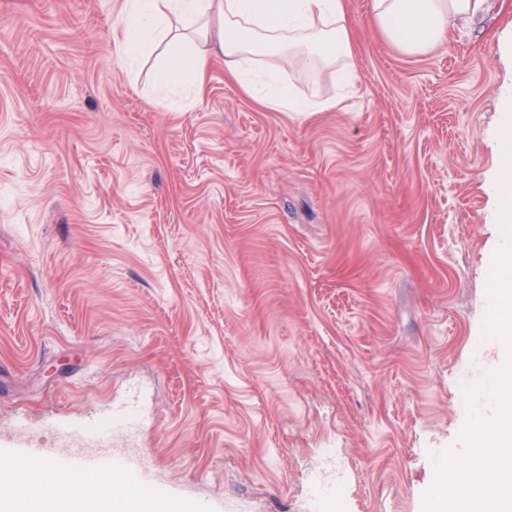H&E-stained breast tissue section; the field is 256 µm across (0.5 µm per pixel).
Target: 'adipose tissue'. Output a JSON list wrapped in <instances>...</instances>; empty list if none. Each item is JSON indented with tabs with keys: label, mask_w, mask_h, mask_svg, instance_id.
<instances>
[{
	"label": "adipose tissue",
	"mask_w": 512,
	"mask_h": 512,
	"mask_svg": "<svg viewBox=\"0 0 512 512\" xmlns=\"http://www.w3.org/2000/svg\"><path fill=\"white\" fill-rule=\"evenodd\" d=\"M483 0H372L373 19L399 51L423 56L445 46L450 29L480 11ZM164 41L170 58L155 81L162 88L191 81L203 90L212 59L246 83L252 56L263 58L265 104L274 110L321 112L330 99H302L281 80L283 70L332 65L353 54L346 0H124L119 42L127 61ZM28 469L53 499L16 491L12 465L0 466V501L8 512H151L148 498L122 500L90 476L60 477L38 463Z\"/></svg>",
	"instance_id": "adipose-tissue-1"
}]
</instances>
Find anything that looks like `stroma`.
Returning a JSON list of instances; mask_svg holds the SVG:
<instances>
[{
    "mask_svg": "<svg viewBox=\"0 0 512 512\" xmlns=\"http://www.w3.org/2000/svg\"><path fill=\"white\" fill-rule=\"evenodd\" d=\"M123 0H0V461L113 459L183 512H424L494 336L512 0L419 57L347 0L352 86L160 92Z\"/></svg>",
    "mask_w": 512,
    "mask_h": 512,
    "instance_id": "1",
    "label": "stroma"
}]
</instances>
